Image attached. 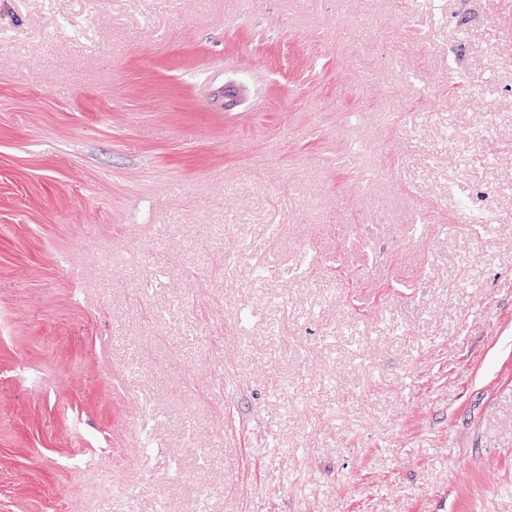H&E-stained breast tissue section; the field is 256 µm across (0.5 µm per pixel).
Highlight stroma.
<instances>
[{
	"label": "stroma",
	"instance_id": "obj_1",
	"mask_svg": "<svg viewBox=\"0 0 512 512\" xmlns=\"http://www.w3.org/2000/svg\"><path fill=\"white\" fill-rule=\"evenodd\" d=\"M0 512H512V0H0Z\"/></svg>",
	"mask_w": 512,
	"mask_h": 512
}]
</instances>
